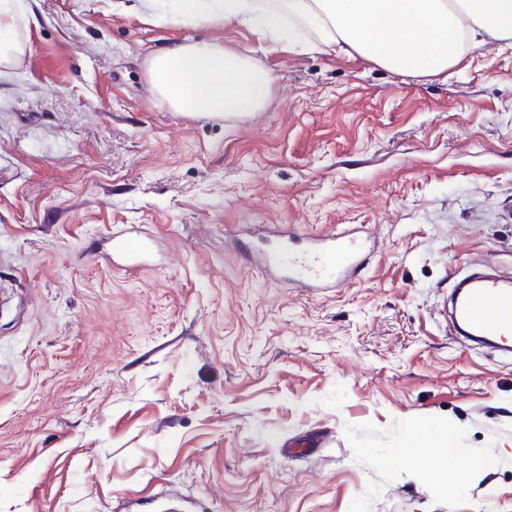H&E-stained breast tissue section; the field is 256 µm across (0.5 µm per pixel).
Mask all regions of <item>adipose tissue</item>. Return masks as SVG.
Instances as JSON below:
<instances>
[{
	"label": "adipose tissue",
	"mask_w": 512,
	"mask_h": 512,
	"mask_svg": "<svg viewBox=\"0 0 512 512\" xmlns=\"http://www.w3.org/2000/svg\"><path fill=\"white\" fill-rule=\"evenodd\" d=\"M210 22L248 27L288 51L304 30L315 45L396 73H446L487 40L512 47V0H176ZM155 89L188 114L248 117L266 102L268 69L209 42L176 44L150 61Z\"/></svg>",
	"instance_id": "1"
}]
</instances>
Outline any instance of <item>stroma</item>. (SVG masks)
<instances>
[{
	"instance_id": "obj_1",
	"label": "stroma",
	"mask_w": 512,
	"mask_h": 512,
	"mask_svg": "<svg viewBox=\"0 0 512 512\" xmlns=\"http://www.w3.org/2000/svg\"><path fill=\"white\" fill-rule=\"evenodd\" d=\"M0 65V512H512V355L462 342L456 282L512 269V49L447 75L173 18L21 0ZM218 41L273 75L198 120L148 64ZM366 225L352 284L287 287L232 235ZM151 241L136 275L114 235ZM456 425L413 468L412 427ZM495 458L444 484L437 469Z\"/></svg>"
}]
</instances>
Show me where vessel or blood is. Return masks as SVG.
Here are the masks:
<instances>
[{
  "label": "vessel or blood",
  "instance_id": "b4317fda",
  "mask_svg": "<svg viewBox=\"0 0 512 512\" xmlns=\"http://www.w3.org/2000/svg\"><path fill=\"white\" fill-rule=\"evenodd\" d=\"M276 250H255L252 261L265 272L287 269L288 286L339 288L348 283L365 258L351 228L324 236H310L302 254H295L292 232L276 229ZM452 321L463 334L493 340L512 332V272L474 277L457 287Z\"/></svg>",
  "mask_w": 512,
  "mask_h": 512
}]
</instances>
